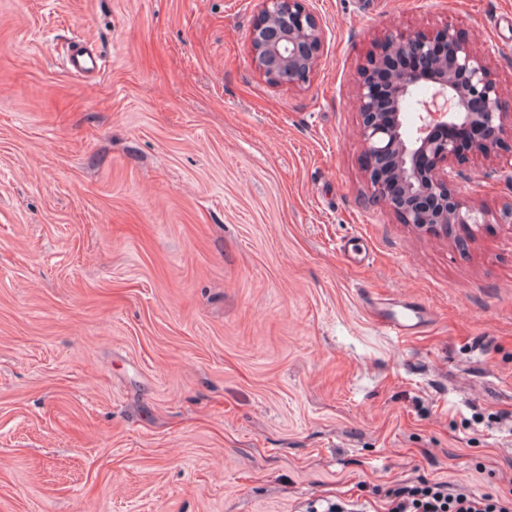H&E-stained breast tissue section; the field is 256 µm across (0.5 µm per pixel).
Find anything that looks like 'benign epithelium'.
<instances>
[{"label":"benign epithelium","instance_id":"benign-epithelium-1","mask_svg":"<svg viewBox=\"0 0 512 512\" xmlns=\"http://www.w3.org/2000/svg\"><path fill=\"white\" fill-rule=\"evenodd\" d=\"M255 2L249 44L258 74L275 86L309 83L326 40L311 0ZM403 57L415 59L418 68L402 67ZM429 72L435 84L418 101L416 134L406 141L400 135L401 105ZM356 88L370 198L429 235L455 228L470 236L474 226L488 223V213L455 188L458 142L432 131L440 126L471 133L475 155L512 153V111L469 38L448 25L433 33L391 30L358 69Z\"/></svg>","mask_w":512,"mask_h":512}]
</instances>
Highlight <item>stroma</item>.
<instances>
[{
	"mask_svg": "<svg viewBox=\"0 0 512 512\" xmlns=\"http://www.w3.org/2000/svg\"><path fill=\"white\" fill-rule=\"evenodd\" d=\"M308 85L253 0H0V512H383L512 496V159L432 236L372 203L355 75L451 25L512 101V0H313ZM102 69L73 76L75 41ZM430 312L405 338L376 304ZM249 48L258 74L275 86L310 82L323 53L326 31L311 0H254ZM387 512H511L512 498L491 497L454 488L448 482H423L390 489Z\"/></svg>",
	"mask_w": 512,
	"mask_h": 512,
	"instance_id": "stroma-1",
	"label": "stroma"
}]
</instances>
